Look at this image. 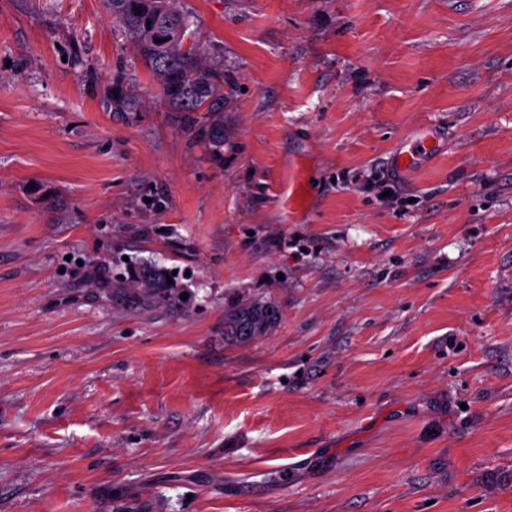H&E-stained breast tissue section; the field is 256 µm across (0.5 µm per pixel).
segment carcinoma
<instances>
[{
  "instance_id": "obj_1",
  "label": "carcinoma",
  "mask_w": 512,
  "mask_h": 512,
  "mask_svg": "<svg viewBox=\"0 0 512 512\" xmlns=\"http://www.w3.org/2000/svg\"><path fill=\"white\" fill-rule=\"evenodd\" d=\"M115 26L135 46L140 62L156 78L161 96L179 112H205L208 121L198 136L216 151L224 147V72L214 67L196 46L184 45L176 36L188 29L189 15L179 0H103ZM111 105L117 111L138 107L136 96L124 90V80L113 83ZM280 310L272 303H238L224 314V341L243 345L267 335L280 321Z\"/></svg>"
}]
</instances>
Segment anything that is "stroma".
Instances as JSON below:
<instances>
[{"instance_id":"35a3bbf8","label":"stroma","mask_w":512,"mask_h":512,"mask_svg":"<svg viewBox=\"0 0 512 512\" xmlns=\"http://www.w3.org/2000/svg\"><path fill=\"white\" fill-rule=\"evenodd\" d=\"M180 2L218 153L102 0H0V512H512V0ZM418 147H421V150H418ZM439 148V140L434 135L415 138L395 148L392 157L393 166L401 172L411 171L418 168L424 158L436 154ZM312 178L310 168L305 165L287 170L280 184V199L289 214L296 215L308 208ZM280 310L272 303H238L224 314V341L243 345L267 335L280 321Z\"/></svg>"}]
</instances>
